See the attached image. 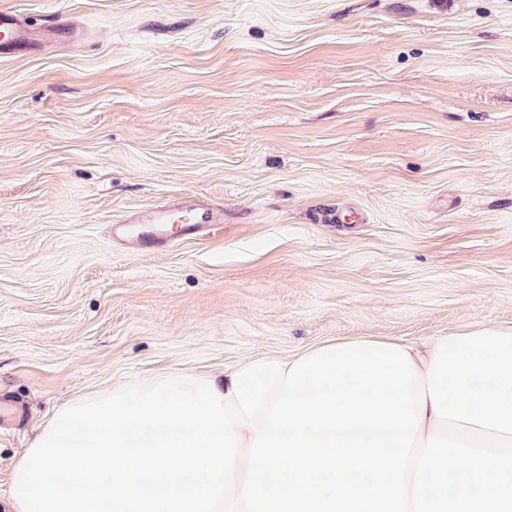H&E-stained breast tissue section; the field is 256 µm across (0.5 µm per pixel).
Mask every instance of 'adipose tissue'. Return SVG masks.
Returning <instances> with one entry per match:
<instances>
[{
  "label": "adipose tissue",
  "instance_id": "obj_1",
  "mask_svg": "<svg viewBox=\"0 0 512 512\" xmlns=\"http://www.w3.org/2000/svg\"><path fill=\"white\" fill-rule=\"evenodd\" d=\"M404 349L425 390L419 445L451 422L466 435L512 436V321L461 328Z\"/></svg>",
  "mask_w": 512,
  "mask_h": 512
}]
</instances>
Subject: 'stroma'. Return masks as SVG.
Listing matches in <instances>:
<instances>
[{"label": "stroma", "mask_w": 512, "mask_h": 512, "mask_svg": "<svg viewBox=\"0 0 512 512\" xmlns=\"http://www.w3.org/2000/svg\"><path fill=\"white\" fill-rule=\"evenodd\" d=\"M0 512L77 396L337 337L512 320V0H9ZM192 197L224 229L114 242ZM71 28L70 19L63 16H57L48 27L34 28L22 20L16 10L0 2V57L57 44Z\"/></svg>", "instance_id": "obj_1"}]
</instances>
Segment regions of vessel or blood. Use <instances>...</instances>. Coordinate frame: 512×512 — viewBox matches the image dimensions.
Returning a JSON list of instances; mask_svg holds the SVG:
<instances>
[{
    "label": "vessel or blood",
    "instance_id": "b4317fda",
    "mask_svg": "<svg viewBox=\"0 0 512 512\" xmlns=\"http://www.w3.org/2000/svg\"><path fill=\"white\" fill-rule=\"evenodd\" d=\"M71 28L70 19L63 16L56 17L48 27H32L19 17L16 10L0 4V56L58 43ZM133 223L145 227L139 236L140 241L162 245L176 237L194 238L223 229L224 212L193 201H183L171 207L162 206L134 214L129 223L113 225V235L127 236Z\"/></svg>",
    "mask_w": 512,
    "mask_h": 512
}]
</instances>
